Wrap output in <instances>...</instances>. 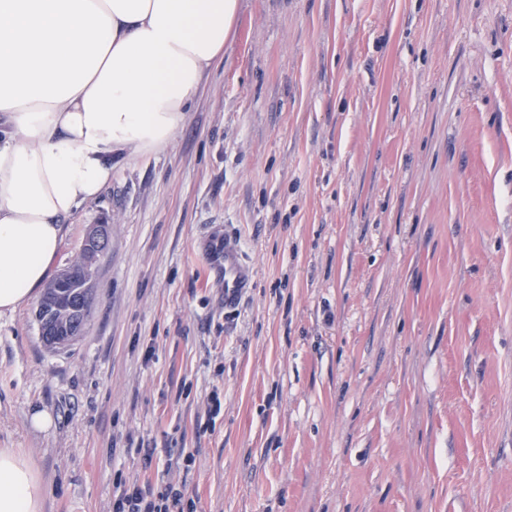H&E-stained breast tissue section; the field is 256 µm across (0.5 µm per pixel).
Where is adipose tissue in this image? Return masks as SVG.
I'll return each mask as SVG.
<instances>
[{
	"label": "adipose tissue",
	"mask_w": 512,
	"mask_h": 512,
	"mask_svg": "<svg viewBox=\"0 0 512 512\" xmlns=\"http://www.w3.org/2000/svg\"><path fill=\"white\" fill-rule=\"evenodd\" d=\"M238 0H0V314L35 299L62 221L112 157L167 146L224 56ZM29 461L0 449V512H43Z\"/></svg>",
	"instance_id": "obj_1"
}]
</instances>
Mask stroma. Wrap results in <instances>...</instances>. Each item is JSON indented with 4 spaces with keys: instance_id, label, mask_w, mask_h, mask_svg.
Masks as SVG:
<instances>
[{
    "instance_id": "stroma-1",
    "label": "stroma",
    "mask_w": 512,
    "mask_h": 512,
    "mask_svg": "<svg viewBox=\"0 0 512 512\" xmlns=\"http://www.w3.org/2000/svg\"><path fill=\"white\" fill-rule=\"evenodd\" d=\"M99 224L79 338L0 314V448L44 512L134 484L193 512H512V0H239L172 143L113 156L52 273ZM223 233L253 270L231 308Z\"/></svg>"
}]
</instances>
